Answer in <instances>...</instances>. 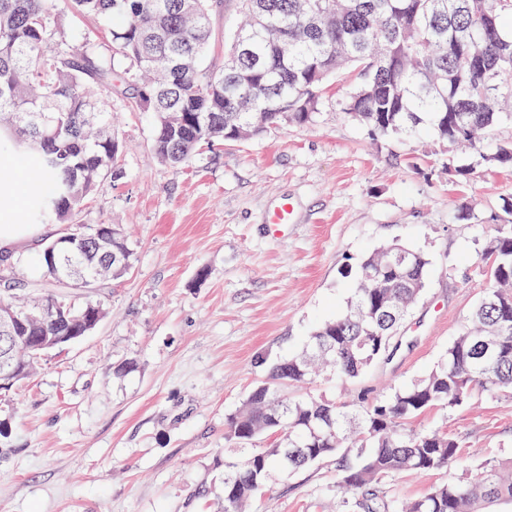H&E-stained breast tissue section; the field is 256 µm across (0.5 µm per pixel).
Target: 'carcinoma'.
I'll return each instance as SVG.
<instances>
[{"mask_svg":"<svg viewBox=\"0 0 512 512\" xmlns=\"http://www.w3.org/2000/svg\"><path fill=\"white\" fill-rule=\"evenodd\" d=\"M216 0H68L91 20H117L110 39L94 31L70 43L59 37L60 0H0V155L33 147L26 166L49 192L29 212L33 224L77 223L82 202L98 184L120 175L121 148L112 113L89 94L93 85H127L129 108L154 116L153 149L178 166L204 145L260 137L319 114L326 83L355 77L343 110L382 136L428 129L452 145L482 151L496 138L490 166L512 164V0H241L248 22L221 63L202 64L212 39ZM485 50L482 71L464 62L467 37ZM368 255L355 272L346 311L318 326L301 354L268 368L266 379L227 418L224 439L250 444L271 434L279 443L224 463V512L244 509L271 471L294 473L330 456L342 486L362 491L369 512H477L481 502L512 501V460L485 467L471 482L444 483L406 503L377 500L373 486L387 475L440 470L459 460L457 440L419 432L406 422L435 407L454 408L474 389L512 394V225L489 241L486 281L469 327L417 382L354 406L307 394L315 368L344 380L360 378L388 348L427 284L429 260L396 245ZM134 252L125 237L103 241L97 229L69 245L45 276L91 283L118 277ZM0 304L19 312L8 356L27 363L17 387L37 370L31 336H82L71 316L103 304L64 294L29 301L14 296L9 259H0Z\"/></svg>","mask_w":512,"mask_h":512,"instance_id":"cac0c4a2","label":"carcinoma"}]
</instances>
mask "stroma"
<instances>
[{"label": "stroma", "instance_id": "35a3bbf8", "mask_svg": "<svg viewBox=\"0 0 512 512\" xmlns=\"http://www.w3.org/2000/svg\"><path fill=\"white\" fill-rule=\"evenodd\" d=\"M242 21L237 0L212 20L210 61ZM330 86L309 124L202 146L171 167L152 148L149 112H131L121 87L101 94L122 147L117 181L100 183L78 220L114 224L131 268L93 294L108 308L80 340L47 351L19 390L0 393V512H224V463L243 449L224 423L269 364L299 353L342 314L357 263L398 242L430 260L422 297L394 351L357 381L323 376L312 393L353 404L427 373L464 329L483 278L481 254L512 221V166L430 132L384 137L341 110ZM470 169L469 179L454 171ZM299 216L279 235L264 222L280 196ZM43 228L18 251L23 292L51 293L38 254ZM460 440V461L381 479L380 495L413 500L512 458V398L475 393L410 420ZM335 458L291 476L272 472L251 512H334L353 491Z\"/></svg>", "mask_w": 512, "mask_h": 512}]
</instances>
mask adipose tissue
<instances>
[{
    "mask_svg": "<svg viewBox=\"0 0 512 512\" xmlns=\"http://www.w3.org/2000/svg\"><path fill=\"white\" fill-rule=\"evenodd\" d=\"M42 190V185L35 182L27 189H20L13 165H0V253H15L31 238L34 225L17 224L13 218L28 198L37 196Z\"/></svg>",
    "mask_w": 512,
    "mask_h": 512,
    "instance_id": "1",
    "label": "adipose tissue"
}]
</instances>
